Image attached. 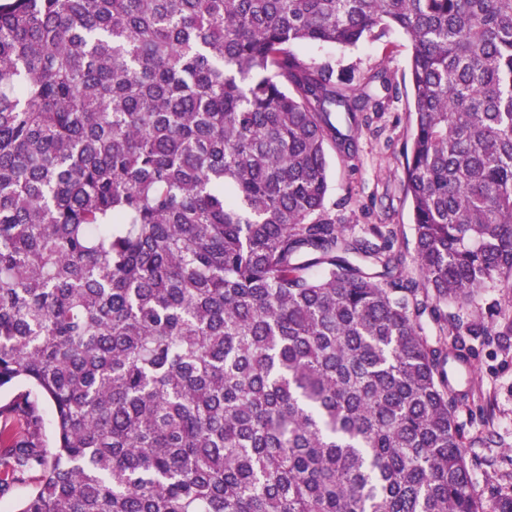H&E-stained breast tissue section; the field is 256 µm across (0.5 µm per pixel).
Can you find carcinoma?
<instances>
[{"label": "carcinoma", "mask_w": 512, "mask_h": 512, "mask_svg": "<svg viewBox=\"0 0 512 512\" xmlns=\"http://www.w3.org/2000/svg\"><path fill=\"white\" fill-rule=\"evenodd\" d=\"M391 27L415 276L326 208L372 95L292 50ZM486 288L512 305V0H0L16 512H512L455 416L512 333L445 310Z\"/></svg>", "instance_id": "carcinoma-1"}]
</instances>
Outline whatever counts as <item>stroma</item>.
I'll return each instance as SVG.
<instances>
[{
  "instance_id": "35a3bbf8",
  "label": "stroma",
  "mask_w": 512,
  "mask_h": 512,
  "mask_svg": "<svg viewBox=\"0 0 512 512\" xmlns=\"http://www.w3.org/2000/svg\"><path fill=\"white\" fill-rule=\"evenodd\" d=\"M297 52L335 74L362 79L386 72L388 88L374 86L382 103L370 113L356 135L357 151L348 157L330 150L331 187L327 208L337 223L360 236L374 224H396L402 241H412L409 203L403 192V147L412 132L411 90L403 73L412 47L397 29L381 38L368 37L353 47L304 45ZM473 370L480 390L471 407L459 408L456 418L465 437L484 436L486 444L467 455L477 493L512 491V335L494 343L475 339Z\"/></svg>"
}]
</instances>
